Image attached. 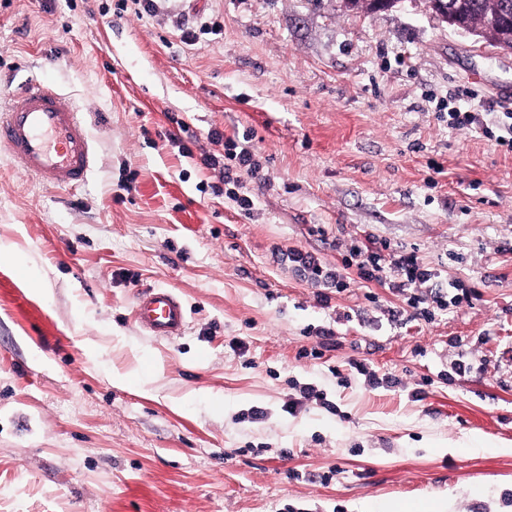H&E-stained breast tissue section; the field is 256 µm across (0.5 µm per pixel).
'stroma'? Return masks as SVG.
Instances as JSON below:
<instances>
[{
	"instance_id": "obj_1",
	"label": "stroma",
	"mask_w": 512,
	"mask_h": 512,
	"mask_svg": "<svg viewBox=\"0 0 512 512\" xmlns=\"http://www.w3.org/2000/svg\"><path fill=\"white\" fill-rule=\"evenodd\" d=\"M1 44L0 103L52 82L96 163L72 192L0 152V512H512V151L438 106L474 75L512 98V53L425 0H0ZM214 129L255 146L250 213ZM368 237L470 297L427 319L286 259ZM149 288L181 336L135 323ZM134 316L142 329L164 338L179 336L188 321L181 298L168 288L142 291L136 300Z\"/></svg>"
}]
</instances>
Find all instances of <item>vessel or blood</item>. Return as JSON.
<instances>
[{
	"label": "vessel or blood",
	"instance_id": "obj_1",
	"mask_svg": "<svg viewBox=\"0 0 512 512\" xmlns=\"http://www.w3.org/2000/svg\"><path fill=\"white\" fill-rule=\"evenodd\" d=\"M0 150L50 187L79 188L95 161L94 144L77 105L42 81L14 92L0 113ZM134 316L142 329L164 338L180 335L188 321L181 298L168 288L142 291Z\"/></svg>",
	"mask_w": 512,
	"mask_h": 512
}]
</instances>
